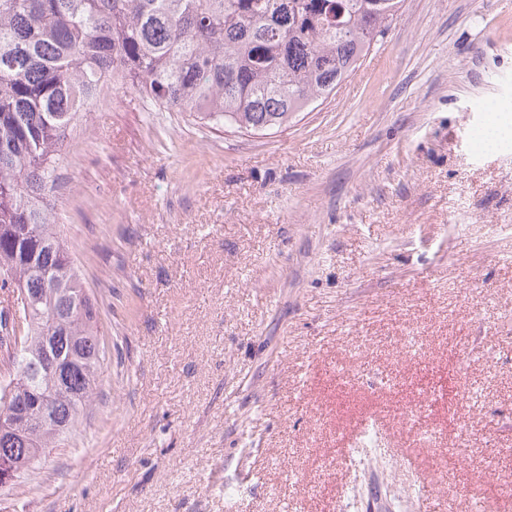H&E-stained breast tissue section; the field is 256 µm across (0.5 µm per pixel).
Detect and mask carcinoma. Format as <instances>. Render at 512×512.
I'll use <instances>...</instances> for the list:
<instances>
[{
    "mask_svg": "<svg viewBox=\"0 0 512 512\" xmlns=\"http://www.w3.org/2000/svg\"><path fill=\"white\" fill-rule=\"evenodd\" d=\"M403 2L0 0V288L16 290L19 314L0 310V471L15 485L77 432L100 386L98 300L50 199L69 131L105 82L203 125L280 129L333 95ZM40 397L43 426L9 418Z\"/></svg>",
    "mask_w": 512,
    "mask_h": 512,
    "instance_id": "carcinoma-1",
    "label": "carcinoma"
}]
</instances>
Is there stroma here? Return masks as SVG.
<instances>
[{"mask_svg": "<svg viewBox=\"0 0 512 512\" xmlns=\"http://www.w3.org/2000/svg\"><path fill=\"white\" fill-rule=\"evenodd\" d=\"M512 0H405L288 128L111 86L53 202L108 347L0 512H512Z\"/></svg>", "mask_w": 512, "mask_h": 512, "instance_id": "obj_1", "label": "stroma"}]
</instances>
